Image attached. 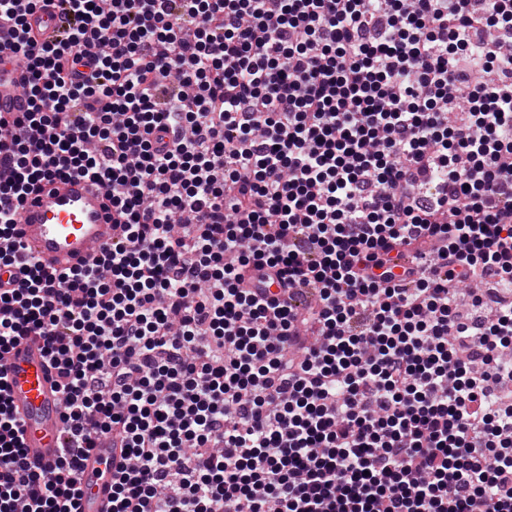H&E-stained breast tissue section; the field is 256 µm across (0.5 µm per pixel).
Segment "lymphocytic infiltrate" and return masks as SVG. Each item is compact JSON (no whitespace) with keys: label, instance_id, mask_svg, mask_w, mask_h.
<instances>
[{"label":"lymphocytic infiltrate","instance_id":"1","mask_svg":"<svg viewBox=\"0 0 512 512\" xmlns=\"http://www.w3.org/2000/svg\"><path fill=\"white\" fill-rule=\"evenodd\" d=\"M47 2L0 0V240L53 175L123 237L63 273L0 250V350L39 333L65 401L34 469L0 368V512H82L106 440L111 512H512V301L456 297L512 287V0H60L40 45ZM30 36L38 43L56 39L61 32L59 9L53 6L38 8L26 16ZM24 62L17 59L12 64L0 65V112H24L28 98L20 84ZM246 288H251L253 292L268 299H275L279 303L288 300V294L283 290L274 269L263 268L258 270L255 267H249L244 273Z\"/></svg>","mask_w":512,"mask_h":512}]
</instances>
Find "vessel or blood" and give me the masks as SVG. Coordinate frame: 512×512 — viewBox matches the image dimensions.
Segmentation results:
<instances>
[{
    "mask_svg": "<svg viewBox=\"0 0 512 512\" xmlns=\"http://www.w3.org/2000/svg\"><path fill=\"white\" fill-rule=\"evenodd\" d=\"M26 21L31 37L40 44L61 32L59 11L51 6L33 10ZM23 71L20 60L0 66V112L26 111ZM17 230L24 253L49 271L91 265L121 237L104 188L82 178L55 176L27 197L18 212ZM244 278L246 287L260 296L287 301L275 270L250 267ZM0 366L7 373L9 409L24 430L28 462L53 469L62 446L63 396L43 341L33 335L19 339L0 353ZM120 457L117 448H95L84 457L82 512H109L111 490L105 472Z\"/></svg>",
    "mask_w": 512,
    "mask_h": 512,
    "instance_id": "obj_1",
    "label": "vessel or blood"
}]
</instances>
